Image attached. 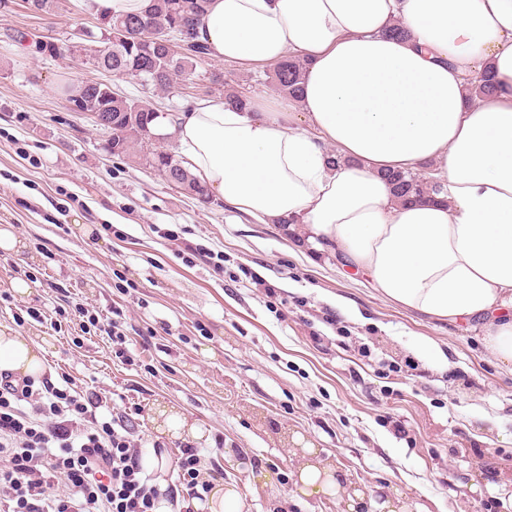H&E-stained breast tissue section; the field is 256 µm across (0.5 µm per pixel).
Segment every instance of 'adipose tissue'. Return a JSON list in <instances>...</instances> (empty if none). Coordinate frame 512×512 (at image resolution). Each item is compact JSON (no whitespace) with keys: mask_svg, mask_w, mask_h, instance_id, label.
I'll return each instance as SVG.
<instances>
[{"mask_svg":"<svg viewBox=\"0 0 512 512\" xmlns=\"http://www.w3.org/2000/svg\"><path fill=\"white\" fill-rule=\"evenodd\" d=\"M199 35L213 59L292 55L307 71L296 114L218 97L158 117L190 174L238 212L331 243L392 302L481 320L512 372V0H211ZM488 73L496 93L469 98ZM418 170L437 192L400 200L389 173ZM41 366L29 337L0 330V371Z\"/></svg>","mask_w":512,"mask_h":512,"instance_id":"ef3b65f1","label":"adipose tissue"}]
</instances>
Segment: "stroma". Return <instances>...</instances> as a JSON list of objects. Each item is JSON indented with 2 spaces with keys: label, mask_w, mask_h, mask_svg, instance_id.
I'll return each mask as SVG.
<instances>
[{
  "label": "stroma",
  "mask_w": 512,
  "mask_h": 512,
  "mask_svg": "<svg viewBox=\"0 0 512 512\" xmlns=\"http://www.w3.org/2000/svg\"><path fill=\"white\" fill-rule=\"evenodd\" d=\"M104 26L89 0H57L51 15L0 0V228L25 244L0 251V291L30 281L29 295L0 306V329L44 348V378L70 374L134 414L144 448L160 441L174 456L183 447L165 434L163 413L197 426L195 447L238 485L243 512H343L335 495L296 496L308 457L377 505L512 512V373L489 354L481 322L437 321L389 302L330 253L308 263L284 225L256 223L220 200L201 206L106 152L62 84L106 78L178 111L230 84L272 111L287 98L265 70L211 58L173 97L107 77L87 59ZM164 229L223 251V275L183 264ZM78 304L101 318L123 311L134 361L117 358L103 332L56 327L57 310ZM18 307L46 319L18 323ZM423 336L443 360L419 350Z\"/></svg>",
  "instance_id": "obj_1"
}]
</instances>
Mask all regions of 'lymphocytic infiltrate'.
Returning <instances> with one entry per match:
<instances>
[{
    "mask_svg": "<svg viewBox=\"0 0 512 512\" xmlns=\"http://www.w3.org/2000/svg\"><path fill=\"white\" fill-rule=\"evenodd\" d=\"M62 381L0 372V512H195L222 476L199 449H180L174 481L160 486L133 417L100 416L99 395Z\"/></svg>",
    "mask_w": 512,
    "mask_h": 512,
    "instance_id": "obj_1",
    "label": "lymphocytic infiltrate"
}]
</instances>
